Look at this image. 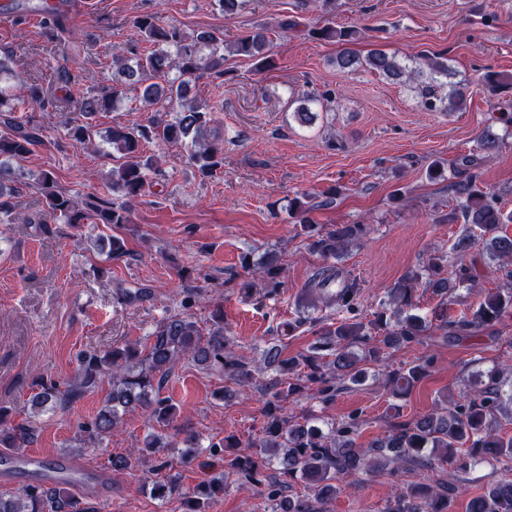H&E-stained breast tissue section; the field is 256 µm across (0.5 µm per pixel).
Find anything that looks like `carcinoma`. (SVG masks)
Segmentation results:
<instances>
[{"label": "carcinoma", "instance_id": "carcinoma-1", "mask_svg": "<svg viewBox=\"0 0 512 512\" xmlns=\"http://www.w3.org/2000/svg\"><path fill=\"white\" fill-rule=\"evenodd\" d=\"M144 41L152 50L142 53L136 47L120 48L112 52V83L101 85L97 91L82 90L71 73L60 70L43 83L25 75L21 65L0 53V224L15 223L11 198L17 194L15 171L18 163L44 143L41 124L25 118L29 110L50 112L59 118V125L67 137L80 148H97L96 138L112 147V169L106 188L123 198L116 203L107 199L82 209L57 183L54 174L42 171L34 177V185L45 200L44 209L29 224H110L118 227L129 223L130 207L144 196L149 172L156 160L144 157L143 143L159 140L183 147L198 174L212 176L224 166V146L203 142L214 122V108L199 102L191 94L192 83L210 76L224 78V35L219 31L201 30L188 34L175 24L163 22L156 15H141L134 19ZM323 41L345 45L336 56V68L353 72L364 68L393 81L406 82L424 76L432 82L448 76V62L435 58L427 67L410 68L394 55L375 50L360 57L348 45L357 40L358 31L325 25L314 31ZM269 39L266 28L257 27L229 45V52L248 58L260 65H272L268 55ZM59 85L68 94L59 98L52 86ZM140 91L142 102L156 107L148 124L124 127L114 126L107 136L97 130L96 117L110 112L126 97V90ZM459 199L458 210L452 219L467 225L465 234L451 251L463 253L472 241V231L479 230L486 248L506 267L512 264V237L499 234L501 225L512 222L508 215L489 198L476 183L475 176L448 185ZM313 207L295 198L289 205L291 217L297 219L302 234L309 241L324 266L313 278L310 292L318 295L328 308H336L347 316L318 331V338L310 351L299 356L280 357L279 349L265 352L264 367L276 371V377L264 389L262 438L249 443L248 448L232 459L224 458V449L238 448L241 442L230 437L211 442L206 447L191 446L181 452L178 460L161 453L167 447L162 436L150 435L145 447L157 454L150 483V493L166 501L180 488L178 466H189L201 455L224 462V470H215L192 490L182 493L184 512H207L209 500L224 493L226 471L231 470L247 483L257 481L262 471L274 470L278 477L267 484L270 512H321L320 505L333 500L340 491V483L364 470L386 467L400 468L413 463L426 468L449 464L457 460L458 448L467 446L471 458L512 459V436L502 434L504 399L512 400V391L505 390L509 378L499 368L488 370L472 389H466L459 399H450L435 405L417 419L397 422L387 434L376 438L364 449L357 443L362 425L360 415L352 414L341 421H331L326 428L311 424L308 419L298 421L284 413L283 402L303 391V383L318 386L324 402L336 393L362 385L368 377V365L382 360L386 351L404 345L419 343L432 323L411 313L417 306L420 293L428 291L441 298L442 310H448V295L456 287L476 282L470 266L462 264L456 279L444 276L448 253L433 254L423 269L412 271L396 281L389 292L388 308L367 319L357 313L360 284L346 279L339 291L329 290L338 277L334 261L350 244L358 243L367 232L365 224H332L323 227L311 216ZM242 268L251 279L240 284V289L251 294L256 286L263 299L274 294L281 285L283 266L280 257L268 253L255 263L249 254L241 256ZM512 313V287L503 286L488 291L476 310L466 318L453 321L443 317L437 328L445 331L450 342L459 341L472 331L499 323ZM147 353L135 346L112 349L103 354L88 352L81 359V375L74 381L60 384L55 381L41 386L31 399L32 406L46 405L66 408L86 390L96 386L106 376L111 389L104 404L87 429L90 438L103 440L116 427L123 413L137 407H147L161 423L172 418L174 406L162 389L174 365L183 357L196 364L224 373L232 384L245 388L255 380L261 367L255 366L234 351L235 341L224 333V309L218 304L211 325L202 330L190 317L174 314L164 319L152 333ZM432 365L424 357L389 376L392 393L408 394ZM34 439L33 426L19 423L5 432L0 429L1 448H24ZM261 448L253 453L250 448ZM141 449L110 458L114 472L133 468ZM306 484L305 495L288 496L285 489L290 480ZM454 487L446 482L434 485L419 483L402 489L394 499L390 512H449ZM68 500L59 488L27 485L14 494L0 495V512H66ZM467 512H512V480H498L486 490L471 498Z\"/></svg>", "mask_w": 512, "mask_h": 512}]
</instances>
